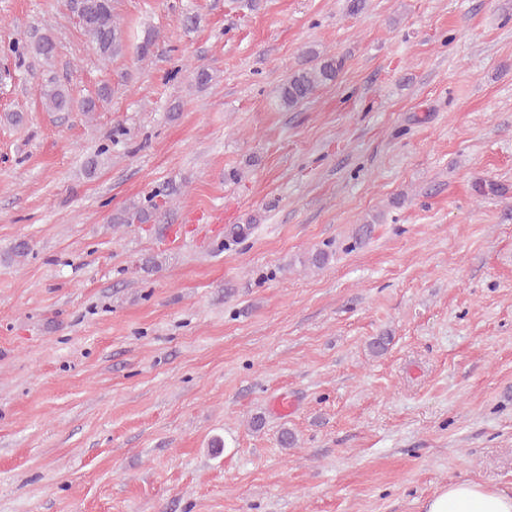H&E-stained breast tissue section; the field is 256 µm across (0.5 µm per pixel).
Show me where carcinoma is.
Here are the masks:
<instances>
[{
  "mask_svg": "<svg viewBox=\"0 0 512 512\" xmlns=\"http://www.w3.org/2000/svg\"><path fill=\"white\" fill-rule=\"evenodd\" d=\"M70 7L77 14L86 36H88L96 53L110 59L123 52L125 38L123 31L115 21L112 0H70ZM157 36L151 30L144 32L137 45V60L143 61L153 55ZM57 43L52 35L42 34L29 43H15L12 52L18 57L31 55L44 61L54 58ZM342 60L334 55H321L313 50L308 52V62L294 70L287 80L279 87L278 99L282 107L291 111L307 102L319 88L336 81L341 70ZM111 89L104 85L99 88L96 97L78 101L74 98L70 87L51 78L42 86L40 97L44 108L49 112H72L78 110L86 114L97 111L99 103L106 101ZM166 215L160 212L155 204L143 205L132 202L118 210L111 217L113 224H159L165 221ZM336 254L328 246L312 252L308 258V266L322 268Z\"/></svg>",
  "mask_w": 512,
  "mask_h": 512,
  "instance_id": "obj_1",
  "label": "carcinoma"
}]
</instances>
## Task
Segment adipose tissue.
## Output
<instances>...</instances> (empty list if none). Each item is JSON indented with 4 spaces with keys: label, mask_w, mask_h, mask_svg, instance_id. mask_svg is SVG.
<instances>
[{
    "label": "adipose tissue",
    "mask_w": 512,
    "mask_h": 512,
    "mask_svg": "<svg viewBox=\"0 0 512 512\" xmlns=\"http://www.w3.org/2000/svg\"><path fill=\"white\" fill-rule=\"evenodd\" d=\"M424 512H512V496L470 482L442 487L424 504Z\"/></svg>",
    "instance_id": "adipose-tissue-1"
}]
</instances>
